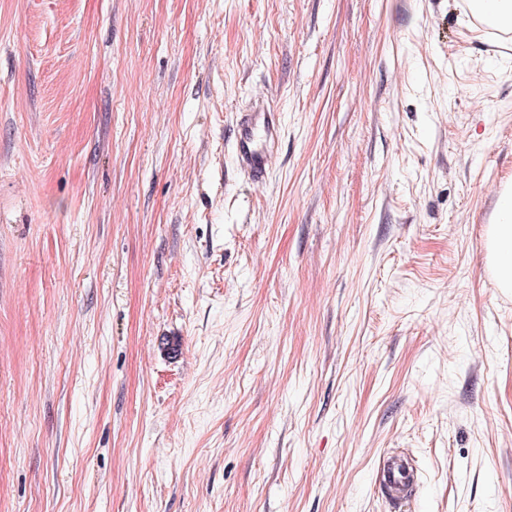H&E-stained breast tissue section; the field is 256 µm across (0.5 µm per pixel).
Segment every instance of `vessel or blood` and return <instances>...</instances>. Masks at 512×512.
I'll list each match as a JSON object with an SVG mask.
<instances>
[{
  "mask_svg": "<svg viewBox=\"0 0 512 512\" xmlns=\"http://www.w3.org/2000/svg\"><path fill=\"white\" fill-rule=\"evenodd\" d=\"M279 139L278 115L270 104L239 113L235 126L236 159L249 179L259 182L267 177ZM418 481L416 468L404 467L401 459L387 458L378 488L391 502L401 505L410 500Z\"/></svg>",
  "mask_w": 512,
  "mask_h": 512,
  "instance_id": "b4317fda",
  "label": "vessel or blood"
}]
</instances>
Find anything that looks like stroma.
Here are the masks:
<instances>
[{
  "label": "stroma",
  "mask_w": 512,
  "mask_h": 512,
  "mask_svg": "<svg viewBox=\"0 0 512 512\" xmlns=\"http://www.w3.org/2000/svg\"><path fill=\"white\" fill-rule=\"evenodd\" d=\"M465 10L0 0V512H512V31ZM275 109L265 103L240 112L235 126L237 165L249 179L264 180L270 170L280 139ZM489 253L498 287L512 288V191L499 194L495 224L489 228ZM418 481L417 469L413 466L404 467L402 459H391V457L383 459L378 489L397 506L410 500Z\"/></svg>",
  "instance_id": "1"
}]
</instances>
